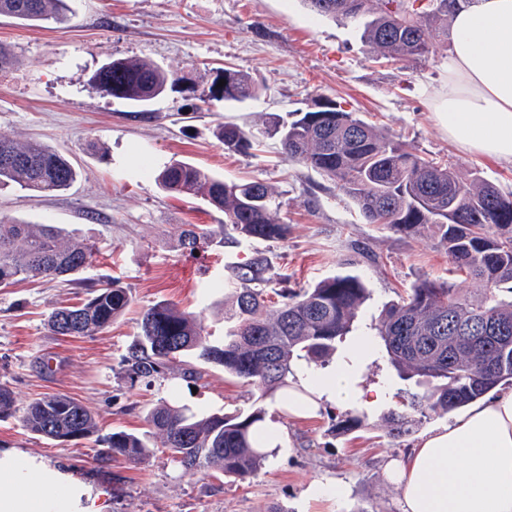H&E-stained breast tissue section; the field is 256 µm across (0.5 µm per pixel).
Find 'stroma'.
<instances>
[{
  "instance_id": "stroma-1",
  "label": "stroma",
  "mask_w": 512,
  "mask_h": 512,
  "mask_svg": "<svg viewBox=\"0 0 512 512\" xmlns=\"http://www.w3.org/2000/svg\"><path fill=\"white\" fill-rule=\"evenodd\" d=\"M69 6L63 24L0 17V52L9 59L0 68V132L47 145L79 171L73 186L56 195L0 191V220L55 224L67 236L96 240L101 252L85 272L88 283L119 281L132 302L101 333L65 337L49 330L48 315L86 298L85 286L58 278L0 288V383L22 403L47 394L80 401L96 415L103 436L150 431L148 410L176 397L199 414L263 406L284 441L243 479L183 472L158 449L139 462L100 468L90 459L95 438L50 441L14 417L0 419V448L80 478L104 512H402V493L384 465L447 425L451 414L393 439L382 429L378 407L344 433L336 428L341 406L294 418L275 398L259 399L252 386L212 363L202 364L197 381L170 365L147 388L128 378L122 358L143 311L162 300L197 315L211 342L223 343L224 303L232 293L224 285L228 268L258 250L296 290L337 273L362 275L372 292L367 324L421 279L482 295V284L457 271L430 232L403 234L365 223L334 182L285 160L267 134L269 115L289 122L327 97L402 135L418 155L510 190L512 163L461 153L433 118L447 48L418 64L377 61L356 24L314 15L303 0H69ZM109 57L150 59L176 71L178 81L150 112H137L90 86L91 74ZM228 66L260 86L258 97L233 106L215 98ZM224 123L253 133L250 153L225 150L217 141ZM173 159L228 181L272 186L278 217L290 227L287 239L195 254L181 249L179 226L220 224L224 214L199 199H175L144 175V168L158 170ZM316 484L343 486L345 494L313 497Z\"/></svg>"
}]
</instances>
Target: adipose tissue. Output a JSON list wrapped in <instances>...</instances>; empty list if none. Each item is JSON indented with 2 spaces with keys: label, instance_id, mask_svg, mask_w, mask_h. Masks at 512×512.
I'll use <instances>...</instances> for the list:
<instances>
[{
  "label": "adipose tissue",
  "instance_id": "adipose-tissue-1",
  "mask_svg": "<svg viewBox=\"0 0 512 512\" xmlns=\"http://www.w3.org/2000/svg\"><path fill=\"white\" fill-rule=\"evenodd\" d=\"M447 77L433 100L440 129L458 150L512 163V0H460ZM383 391L353 389L347 371L297 375L288 413L313 417L327 403L379 406ZM387 479L403 512H512V391L424 435ZM0 512H99L87 487L34 460L0 454Z\"/></svg>",
  "mask_w": 512,
  "mask_h": 512
}]
</instances>
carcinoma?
Masks as SVG:
<instances>
[{"mask_svg":"<svg viewBox=\"0 0 512 512\" xmlns=\"http://www.w3.org/2000/svg\"><path fill=\"white\" fill-rule=\"evenodd\" d=\"M309 9L334 20L363 24L362 40L388 60L418 63L448 43V16L457 0H397L400 12L389 14L373 0H303ZM66 0H0V16L27 22L67 20ZM218 94L227 103L256 97L257 85L245 74L224 68ZM176 74L151 60L112 59L90 77L100 93L124 100L142 111L173 87ZM269 134L281 154L333 181L350 198L368 224L396 232L433 231L454 267L497 290L512 284V193L474 173L462 177L448 164L412 152L401 137L347 111L329 98L290 122H272ZM217 139L224 148L246 153L253 147L245 129L224 124ZM77 171L60 153L0 132V187L54 195L70 188ZM166 192L198 197L224 212L215 227L192 224L180 230L186 250L204 246L240 247L253 241L280 242L288 225L276 215L271 187L261 182L226 181L213 172L172 160L156 173ZM96 242L65 240L54 224L0 220V288L17 282L78 276L91 266ZM270 259L255 253L230 268L235 292L224 320L233 323L224 343L214 345L204 327L176 305L160 301L145 310L122 365L130 380L150 384L171 363L194 355L253 386L266 398L288 391L302 370L326 365L340 342L354 329L370 290L361 276L336 274L311 288L283 290L281 301L267 304L265 286L282 281ZM129 289L114 281L90 288L77 306L51 311L47 325L58 336H92L112 325L129 307ZM370 344L385 352L388 364L415 380L400 392V409L383 415L385 434L393 439L413 433L434 415L464 407L498 386L512 385V300L472 299L448 284L422 279L406 295L385 304L371 326ZM19 416L30 432L58 441L86 439L98 422L80 402L48 395L18 403L0 383V418ZM152 432L115 431L99 439L93 460L108 466L118 460L139 461L164 448L185 471L215 468L226 477L252 474L268 457L257 430L266 410L198 415L178 402L148 412ZM358 406L341 415L338 428L359 426Z\"/></svg>","mask_w":512,"mask_h":512,"instance_id":"cac0c4a2","label":"carcinoma"}]
</instances>
